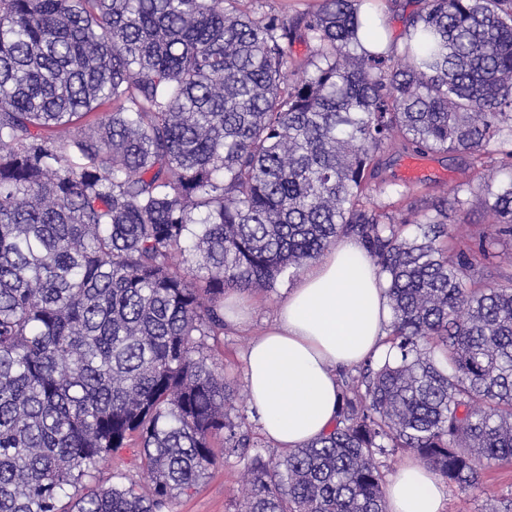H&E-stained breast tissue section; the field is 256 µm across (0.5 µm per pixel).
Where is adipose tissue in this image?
Instances as JSON below:
<instances>
[{
	"mask_svg": "<svg viewBox=\"0 0 512 512\" xmlns=\"http://www.w3.org/2000/svg\"><path fill=\"white\" fill-rule=\"evenodd\" d=\"M391 321L384 277L356 239H339L310 263L245 353L250 405L264 436L297 448L332 429L337 368L387 353ZM445 497L438 477L410 460L386 485V512H444Z\"/></svg>",
	"mask_w": 512,
	"mask_h": 512,
	"instance_id": "adipose-tissue-1",
	"label": "adipose tissue"
}]
</instances>
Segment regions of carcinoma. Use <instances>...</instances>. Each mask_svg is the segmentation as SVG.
<instances>
[{
  "label": "carcinoma",
  "instance_id": "obj_1",
  "mask_svg": "<svg viewBox=\"0 0 512 512\" xmlns=\"http://www.w3.org/2000/svg\"><path fill=\"white\" fill-rule=\"evenodd\" d=\"M254 2L0 0V512H166L252 447L207 345L224 291L343 237L386 277L392 359L340 374L328 434L250 458L243 512H385L405 451L464 490L512 463V288L445 244L462 187L370 202L388 147L494 154L512 236V0H425L380 52L372 0ZM132 442L147 485L98 483ZM318 0H261V11H273L288 16L317 7Z\"/></svg>",
  "mask_w": 512,
  "mask_h": 512
}]
</instances>
